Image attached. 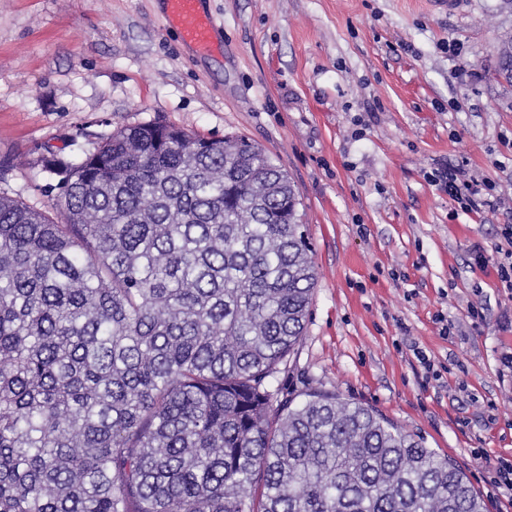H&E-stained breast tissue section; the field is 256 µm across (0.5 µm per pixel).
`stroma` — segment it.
Here are the masks:
<instances>
[{
  "mask_svg": "<svg viewBox=\"0 0 512 512\" xmlns=\"http://www.w3.org/2000/svg\"><path fill=\"white\" fill-rule=\"evenodd\" d=\"M207 6L224 50L199 59L159 0H0V196L51 209L42 157L79 161L126 126L246 137L293 181L317 272L274 386L372 407L451 457L487 512H507L484 465L512 458V372L499 362L512 294L471 263H496L512 225V78L498 65L512 0ZM452 39L462 56L445 52ZM444 164L495 183L498 210L458 213L428 180ZM443 319L455 335H440Z\"/></svg>",
  "mask_w": 512,
  "mask_h": 512,
  "instance_id": "35a3bbf8",
  "label": "stroma"
}]
</instances>
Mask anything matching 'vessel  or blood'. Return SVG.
<instances>
[{"label": "vessel or blood", "instance_id": "obj_1", "mask_svg": "<svg viewBox=\"0 0 512 512\" xmlns=\"http://www.w3.org/2000/svg\"><path fill=\"white\" fill-rule=\"evenodd\" d=\"M163 18L184 45L200 57L222 51L221 23L204 6V0H164Z\"/></svg>", "mask_w": 512, "mask_h": 512}]
</instances>
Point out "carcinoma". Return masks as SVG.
<instances>
[{
    "label": "carcinoma",
    "mask_w": 512,
    "mask_h": 512,
    "mask_svg": "<svg viewBox=\"0 0 512 512\" xmlns=\"http://www.w3.org/2000/svg\"><path fill=\"white\" fill-rule=\"evenodd\" d=\"M0 197V512H486L451 458L271 381L317 276L293 182L243 136L122 128Z\"/></svg>",
    "instance_id": "carcinoma-1"
}]
</instances>
